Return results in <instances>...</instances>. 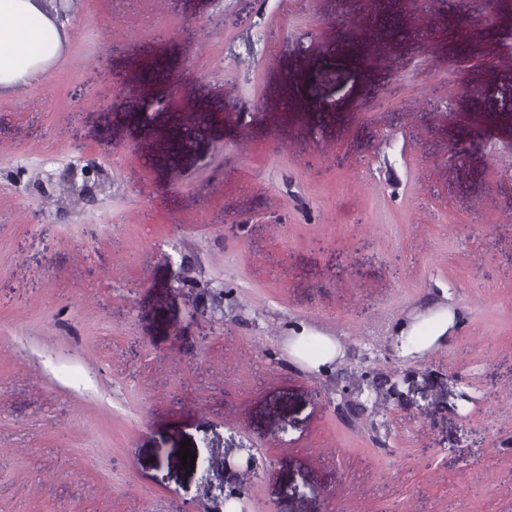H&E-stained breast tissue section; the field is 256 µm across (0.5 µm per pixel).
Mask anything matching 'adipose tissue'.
I'll return each instance as SVG.
<instances>
[{
    "instance_id": "1",
    "label": "adipose tissue",
    "mask_w": 512,
    "mask_h": 512,
    "mask_svg": "<svg viewBox=\"0 0 512 512\" xmlns=\"http://www.w3.org/2000/svg\"><path fill=\"white\" fill-rule=\"evenodd\" d=\"M60 49L59 26L39 0H0V90L44 74Z\"/></svg>"
}]
</instances>
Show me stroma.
Returning <instances> with one entry per match:
<instances>
[{"instance_id": "obj_1", "label": "stroma", "mask_w": 512, "mask_h": 512, "mask_svg": "<svg viewBox=\"0 0 512 512\" xmlns=\"http://www.w3.org/2000/svg\"><path fill=\"white\" fill-rule=\"evenodd\" d=\"M65 28L0 93V512H179L212 457L249 512H512V7L76 0ZM83 161V198L50 191Z\"/></svg>"}]
</instances>
